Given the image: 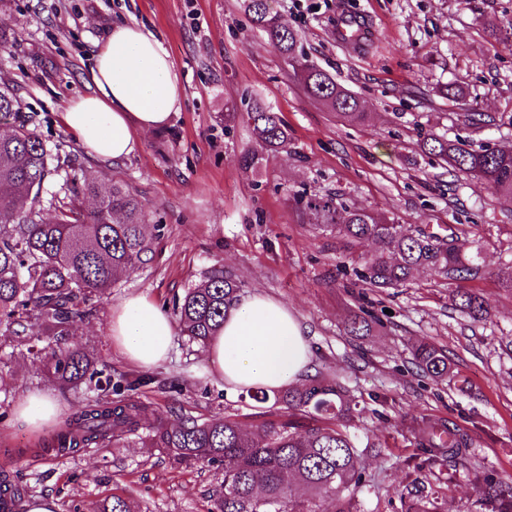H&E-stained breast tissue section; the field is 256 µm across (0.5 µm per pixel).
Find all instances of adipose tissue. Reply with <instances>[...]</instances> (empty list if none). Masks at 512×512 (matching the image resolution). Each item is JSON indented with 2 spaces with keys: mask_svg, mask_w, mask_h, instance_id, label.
Segmentation results:
<instances>
[{
  "mask_svg": "<svg viewBox=\"0 0 512 512\" xmlns=\"http://www.w3.org/2000/svg\"><path fill=\"white\" fill-rule=\"evenodd\" d=\"M91 80L94 93L70 102L64 123L102 159L133 153L136 131L164 128L182 92L162 43L134 23L113 24L95 55ZM110 332L127 360L154 368L169 356L175 324L156 303L134 295L113 308ZM206 360L229 399L249 390L271 395L312 373L304 326L286 304L260 292L239 299L208 343Z\"/></svg>",
  "mask_w": 512,
  "mask_h": 512,
  "instance_id": "1",
  "label": "adipose tissue"
}]
</instances>
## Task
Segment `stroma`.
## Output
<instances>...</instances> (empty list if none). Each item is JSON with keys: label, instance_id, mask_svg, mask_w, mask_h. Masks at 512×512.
I'll return each instance as SVG.
<instances>
[{"label": "stroma", "instance_id": "obj_1", "mask_svg": "<svg viewBox=\"0 0 512 512\" xmlns=\"http://www.w3.org/2000/svg\"><path fill=\"white\" fill-rule=\"evenodd\" d=\"M282 24L301 36L315 65L354 94L369 119L352 125L308 97L281 57L252 24L241 0H0V86L14 90L18 114L76 178L125 184L143 203L151 251L99 301L68 344L89 345L106 371H135L113 344L112 308L143 295L172 308L211 269L288 305L307 332L314 373L340 375L357 400L349 431L364 447V512H401L408 483L403 463L416 447L411 420L445 421L467 434L477 461L512 485V288L499 277L512 265V201L487 184L422 151L427 130L472 148L512 147V0H270ZM362 16L373 38L343 45L344 14ZM134 21L163 43L183 96L167 127L140 131L137 148L112 160L90 154L66 128L69 103L93 93L94 54L113 23ZM500 33H491V25ZM462 89L464 99L438 88ZM254 98L279 112L288 141L257 170L238 163L253 143L242 115ZM480 112L484 128L458 116ZM364 206L397 224L452 235L478 253L479 273L464 286L479 294L487 318L472 320L453 305L455 281L422 269L404 288L377 295L351 286L350 253L334 229L319 225L308 200ZM377 320L352 336L348 319L361 307ZM429 342L446 350L451 378L417 372L412 350ZM28 343L0 335V448L37 447L41 434L16 421L18 403L50 393L61 417L86 398L64 388L33 358ZM203 348L176 332L169 358L153 368L140 396L147 421L187 413L205 420L231 415L259 422L249 398L226 399L206 367ZM28 484L53 496L58 512H93L122 495L139 512H207L223 475L208 465H179L137 442L57 459L12 460Z\"/></svg>", "mask_w": 512, "mask_h": 512}]
</instances>
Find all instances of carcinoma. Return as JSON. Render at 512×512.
Segmentation results:
<instances>
[{"label": "carcinoma", "mask_w": 512, "mask_h": 512, "mask_svg": "<svg viewBox=\"0 0 512 512\" xmlns=\"http://www.w3.org/2000/svg\"><path fill=\"white\" fill-rule=\"evenodd\" d=\"M256 29L288 60L310 97L324 103L349 123H361L366 113L358 99L323 69L312 64L299 49L298 32L272 14L269 0H243ZM13 90L0 88V326L18 338L51 336L55 339L49 362L54 377L72 388L86 387L85 398L64 427L42 442L40 451L68 456L84 448L117 446L131 438H147L175 462L208 463L224 472L211 495V512H319L321 498L331 496L336 512H357L362 492L363 451L346 427L356 400L339 377L317 376L270 397L261 390L249 398L270 400L288 412H299L314 421L300 425L283 416L262 422L252 432L228 416L200 421L183 415L174 422L146 424L143 405L133 393L153 382L147 374H121L116 386L128 395L111 397V378L101 382V371L84 347H70L63 337L92 314L94 303L110 293L149 250L144 229V207L120 183L112 184L92 212L82 207L88 195L99 194L98 182L65 179L47 193L45 185L63 163L25 121L18 119ZM246 119L254 143L239 157L245 168H256L264 156L288 140V129L278 113L259 99L247 104ZM422 147L512 199V149L469 147L432 131ZM316 219L347 240L349 245L371 240V254L351 257L357 281L379 291L402 288L414 272L428 268L453 281L478 274V255H465L451 242L415 226L390 223L364 207L336 206L329 201H307ZM54 218L46 221L43 213ZM242 282L230 271L214 268L204 281L187 289L174 312L192 343L205 346L219 332L224 318L236 305ZM454 306L474 320L484 319L483 300L466 288L452 296ZM416 368L436 379L450 373L448 355L433 344L421 343L412 353ZM419 452L407 465L414 478L401 493L404 512H430L426 479L434 474L440 458L467 469L475 488L468 512H512V486L493 471L470 462L465 435L445 423L424 422L412 428ZM305 486L307 497L295 498L288 479ZM37 487L22 482L17 472L0 471V512H21L23 503L38 496ZM96 512H135L127 497L100 501Z\"/></svg>", "instance_id": "cac0c4a2"}]
</instances>
